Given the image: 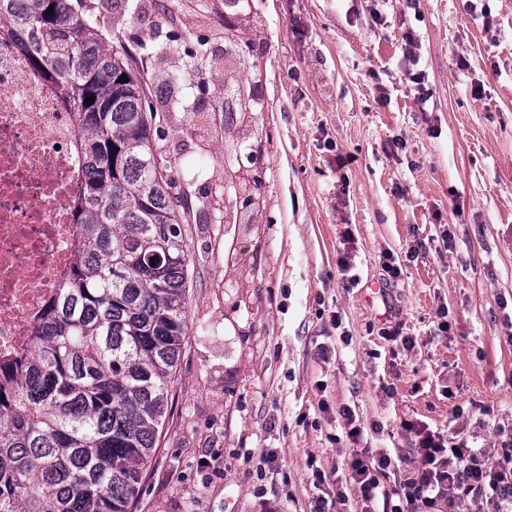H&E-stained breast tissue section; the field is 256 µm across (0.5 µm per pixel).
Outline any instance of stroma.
<instances>
[{
  "instance_id": "1",
  "label": "stroma",
  "mask_w": 512,
  "mask_h": 512,
  "mask_svg": "<svg viewBox=\"0 0 512 512\" xmlns=\"http://www.w3.org/2000/svg\"><path fill=\"white\" fill-rule=\"evenodd\" d=\"M85 2L166 103L154 145L189 219V334L132 512H313L321 498L330 512H364L347 410L362 448L396 461L382 486L413 467L406 421L502 462L512 0H254L259 26L239 25L265 50V110L244 124L224 121V0ZM177 30L209 42L204 91L166 39ZM412 68L427 101L405 78ZM241 141L260 144L263 203L228 224L224 150ZM340 154L354 158L341 170Z\"/></svg>"
}]
</instances>
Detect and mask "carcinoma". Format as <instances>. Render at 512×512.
Here are the masks:
<instances>
[{
    "label": "carcinoma",
    "mask_w": 512,
    "mask_h": 512,
    "mask_svg": "<svg viewBox=\"0 0 512 512\" xmlns=\"http://www.w3.org/2000/svg\"><path fill=\"white\" fill-rule=\"evenodd\" d=\"M249 9L224 0L226 120L264 111L255 83L232 70L253 56L233 22ZM2 37L74 115L83 166L75 265L30 351L0 361V512H130L188 331L180 201L153 163L158 112L136 60L108 44L81 0H0ZM259 160L250 143L228 148L227 185Z\"/></svg>",
    "instance_id": "cac0c4a2"
}]
</instances>
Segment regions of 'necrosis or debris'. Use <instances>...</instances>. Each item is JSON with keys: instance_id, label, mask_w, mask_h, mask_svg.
Returning <instances> with one entry per match:
<instances>
[{"instance_id": "obj_1", "label": "necrosis or debris", "mask_w": 512, "mask_h": 512, "mask_svg": "<svg viewBox=\"0 0 512 512\" xmlns=\"http://www.w3.org/2000/svg\"><path fill=\"white\" fill-rule=\"evenodd\" d=\"M77 128L26 54L0 43V358L30 348L74 257Z\"/></svg>"}]
</instances>
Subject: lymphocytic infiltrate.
Masks as SVG:
<instances>
[{"label":"lymphocytic infiltrate","instance_id":"obj_1","mask_svg":"<svg viewBox=\"0 0 512 512\" xmlns=\"http://www.w3.org/2000/svg\"><path fill=\"white\" fill-rule=\"evenodd\" d=\"M418 464L403 483L381 489L379 477L389 468V457L352 454L351 475L364 502L382 499V512H434L445 504L448 512H466L468 502L480 501L491 512H512V466L490 467L482 449L461 443L445 446L444 438L417 429Z\"/></svg>","mask_w":512,"mask_h":512}]
</instances>
